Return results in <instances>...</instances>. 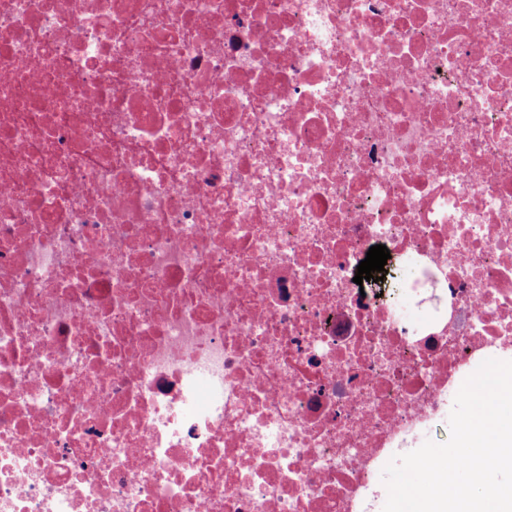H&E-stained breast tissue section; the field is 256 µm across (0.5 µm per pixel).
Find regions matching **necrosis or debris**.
<instances>
[{"instance_id": "necrosis-or-debris-1", "label": "necrosis or debris", "mask_w": 512, "mask_h": 512, "mask_svg": "<svg viewBox=\"0 0 512 512\" xmlns=\"http://www.w3.org/2000/svg\"><path fill=\"white\" fill-rule=\"evenodd\" d=\"M489 358L512 0H0V512H373Z\"/></svg>"}]
</instances>
